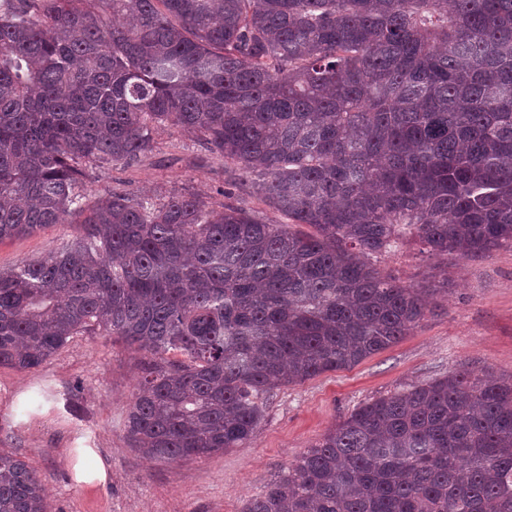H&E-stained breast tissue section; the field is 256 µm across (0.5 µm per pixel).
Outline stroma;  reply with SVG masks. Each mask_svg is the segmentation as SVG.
Masks as SVG:
<instances>
[{
	"mask_svg": "<svg viewBox=\"0 0 512 512\" xmlns=\"http://www.w3.org/2000/svg\"><path fill=\"white\" fill-rule=\"evenodd\" d=\"M82 167V190L90 199L112 189L161 202L190 190L213 208L229 200L262 212L270 223L283 221L242 184L237 164L210 154L196 134L175 126L156 129L151 152L132 164L86 160ZM71 233L68 225L55 224L0 243V270L56 252ZM379 264L419 287L431 286L434 269L447 266L448 288L398 343L352 368L275 390L246 447L175 463L144 459L126 438L141 355L112 337L82 334L39 368H0V450L35 470L50 512H242L282 468L364 402L464 369L512 379V245L445 259L411 243ZM79 448L105 460L106 484L76 482Z\"/></svg>",
	"mask_w": 512,
	"mask_h": 512,
	"instance_id": "1",
	"label": "stroma"
}]
</instances>
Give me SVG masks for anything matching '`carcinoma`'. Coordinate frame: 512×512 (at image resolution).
<instances>
[{"label":"carcinoma","instance_id":"carcinoma-1","mask_svg":"<svg viewBox=\"0 0 512 512\" xmlns=\"http://www.w3.org/2000/svg\"><path fill=\"white\" fill-rule=\"evenodd\" d=\"M165 124L288 223L192 192L85 200L80 161L131 163ZM63 223L58 251L0 270V367L117 336L148 357L131 448H239L274 390L433 310L437 289L376 258L512 244V0H0V242ZM0 512H48L1 452ZM243 512H512V381L463 370L367 402Z\"/></svg>","mask_w":512,"mask_h":512}]
</instances>
